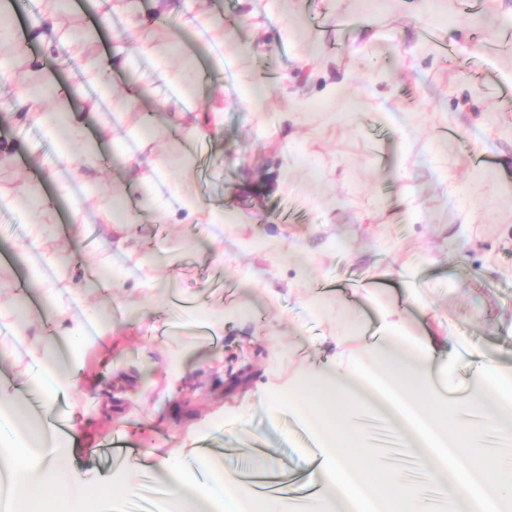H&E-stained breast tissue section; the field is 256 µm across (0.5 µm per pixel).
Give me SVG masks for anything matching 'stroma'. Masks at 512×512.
<instances>
[{"label":"stroma","mask_w":512,"mask_h":512,"mask_svg":"<svg viewBox=\"0 0 512 512\" xmlns=\"http://www.w3.org/2000/svg\"><path fill=\"white\" fill-rule=\"evenodd\" d=\"M123 4L107 14L97 0H38L12 22L25 33L13 78L0 83V226L19 241L34 223L43 235L23 257L0 246V399L39 396L76 421L78 444L55 459L74 507L93 512L101 493L158 501L163 464L183 474L173 496H207L209 462L198 456L207 442L236 449L228 470L249 465L252 441L279 459L291 446L312 457L316 442L288 391L340 361L370 368L366 347L385 308L447 352L449 401L466 396L468 356L512 368V42L503 41L512 0H185L187 17L218 18L255 46L227 57L219 75L207 70V33L177 38L159 20L160 0ZM133 22L171 68L192 59L206 70L195 93L131 56ZM426 26L447 49L423 36ZM76 30L93 33L78 55L65 40ZM491 41L500 50L483 54ZM90 59L111 63L109 88L84 84ZM35 67L84 127L70 156L22 103ZM243 80L261 83L263 109L238 105ZM335 84L344 96L331 95ZM163 98L181 99L182 120L156 110ZM114 99L130 102L116 125ZM205 132L209 151L190 164L184 149ZM128 151L162 161L180 184L165 215L146 208L159 186L125 167ZM120 200L135 223H113ZM189 200L233 211L222 250L201 237ZM45 254L69 264L47 297L27 289ZM144 255L152 264L142 270L134 260ZM23 289L67 312L57 323L31 315L18 341ZM106 302L114 328L83 348L77 386L47 388L29 348ZM134 311L145 320L131 321ZM117 428L135 433L149 468L102 474L91 449ZM194 456L197 468H187Z\"/></svg>","instance_id":"stroma-1"}]
</instances>
